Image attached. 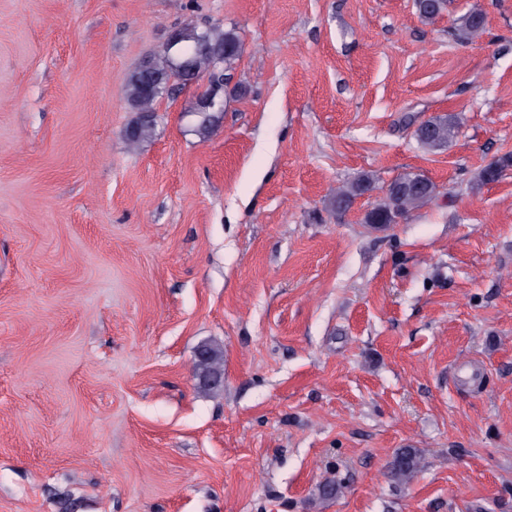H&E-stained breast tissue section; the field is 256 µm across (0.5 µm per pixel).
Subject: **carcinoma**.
Wrapping results in <instances>:
<instances>
[{
    "instance_id": "carcinoma-1",
    "label": "carcinoma",
    "mask_w": 512,
    "mask_h": 512,
    "mask_svg": "<svg viewBox=\"0 0 512 512\" xmlns=\"http://www.w3.org/2000/svg\"><path fill=\"white\" fill-rule=\"evenodd\" d=\"M448 0H416L421 20L433 21L447 6ZM485 16L471 11L463 15L454 28L453 35L460 43H469L480 37L485 30ZM179 42V49L167 48L162 53L143 61L127 78V102L137 112L138 118L126 133L130 149L136 150L154 135V121L148 115L155 112L156 100L169 89L171 82L188 84V75L208 76V84L200 97L222 98L227 94L226 72L230 71L244 49L239 32L218 26L198 30L195 27L182 28L173 32ZM195 132L206 138L213 128L211 111L196 108ZM460 126L456 115L431 117L421 122L415 130L418 145L425 151H436L452 144ZM512 167V154H505L490 162L480 172L479 184L497 181L508 168ZM377 189L376 178L363 173L346 185L336 189L331 206L336 214L345 213L353 201ZM437 185L420 173H405L391 181L383 196L369 209L363 223L373 228H387L396 219L422 208L438 196ZM205 357L196 361L199 384L209 387L208 378L224 372V350L208 344L204 346ZM420 462L416 450L405 448L396 455L389 465V476L396 484L409 483L417 473Z\"/></svg>"
}]
</instances>
